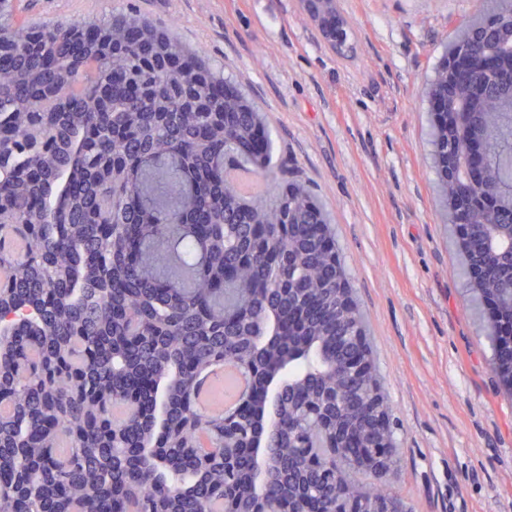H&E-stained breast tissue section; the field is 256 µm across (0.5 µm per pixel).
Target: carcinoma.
Here are the masks:
<instances>
[{
  "mask_svg": "<svg viewBox=\"0 0 512 512\" xmlns=\"http://www.w3.org/2000/svg\"><path fill=\"white\" fill-rule=\"evenodd\" d=\"M0 130L12 170L0 173V512H239L252 469L224 462V433L241 445L255 417L197 406L200 377L229 362L259 379L289 355L269 497L288 505L320 486L346 497H393L358 484L345 458L371 439L362 409L377 375L339 368L356 354L357 313L336 308L342 260L312 194L290 184L248 201L242 164L266 182L272 140L261 113L198 51L128 14L16 28L0 14ZM512 56V0H489L480 21L448 45ZM483 97L448 86L450 126L431 113L434 167L486 142L492 177L453 206L466 230L467 286L487 308L493 361L512 357V69L476 75ZM49 128L45 155L34 135ZM281 337L256 343L265 316ZM159 375L156 397L131 395ZM336 438L343 450L330 470ZM164 455L137 472L144 445Z\"/></svg>",
  "mask_w": 512,
  "mask_h": 512,
  "instance_id": "carcinoma-1",
  "label": "carcinoma"
}]
</instances>
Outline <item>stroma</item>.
<instances>
[{
  "instance_id": "1",
  "label": "stroma",
  "mask_w": 512,
  "mask_h": 512,
  "mask_svg": "<svg viewBox=\"0 0 512 512\" xmlns=\"http://www.w3.org/2000/svg\"><path fill=\"white\" fill-rule=\"evenodd\" d=\"M30 26L133 13L200 50L264 115L310 191L362 314L395 438L378 478L406 512H512V398L493 370L435 173L429 83L482 0H6Z\"/></svg>"
}]
</instances>
